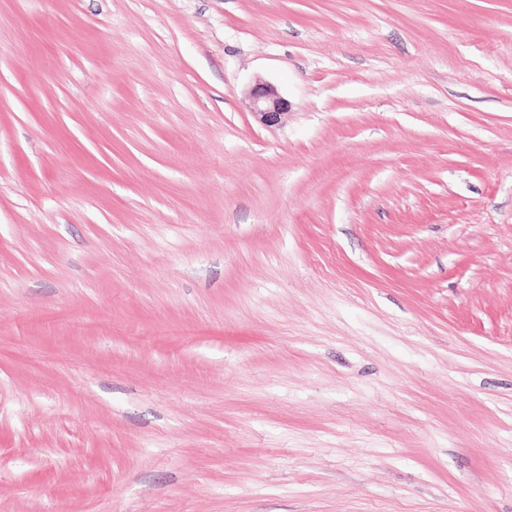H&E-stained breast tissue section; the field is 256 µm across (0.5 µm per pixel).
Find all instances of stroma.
Returning a JSON list of instances; mask_svg holds the SVG:
<instances>
[{
  "label": "stroma",
  "instance_id": "obj_1",
  "mask_svg": "<svg viewBox=\"0 0 512 512\" xmlns=\"http://www.w3.org/2000/svg\"><path fill=\"white\" fill-rule=\"evenodd\" d=\"M0 512H512V0H0ZM247 97L251 111L265 124H278L281 116L288 111V101L274 86L265 81L256 80L249 88Z\"/></svg>",
  "mask_w": 512,
  "mask_h": 512
}]
</instances>
